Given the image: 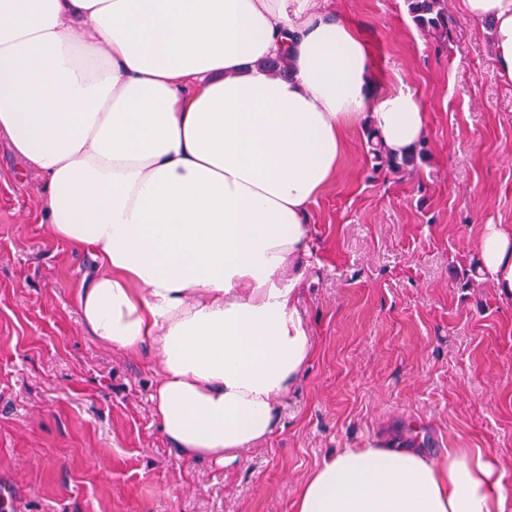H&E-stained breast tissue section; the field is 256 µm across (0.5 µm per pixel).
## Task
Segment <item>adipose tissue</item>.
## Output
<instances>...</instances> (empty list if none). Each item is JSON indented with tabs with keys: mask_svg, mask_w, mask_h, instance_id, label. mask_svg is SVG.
<instances>
[{
	"mask_svg": "<svg viewBox=\"0 0 512 512\" xmlns=\"http://www.w3.org/2000/svg\"><path fill=\"white\" fill-rule=\"evenodd\" d=\"M460 6L512 82V0ZM282 54L279 76L264 63ZM360 126L400 155L427 114L323 0H0V135L43 179L55 236L97 262L82 327L152 353L153 413L185 462H238L302 377L295 267ZM476 248L512 297V227ZM507 484L488 448H344L296 512H512Z\"/></svg>",
	"mask_w": 512,
	"mask_h": 512,
	"instance_id": "ef3b65f1",
	"label": "adipose tissue"
}]
</instances>
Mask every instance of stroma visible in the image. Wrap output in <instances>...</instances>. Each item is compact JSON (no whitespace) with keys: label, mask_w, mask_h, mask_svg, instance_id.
I'll use <instances>...</instances> for the list:
<instances>
[{"label":"stroma","mask_w":512,"mask_h":512,"mask_svg":"<svg viewBox=\"0 0 512 512\" xmlns=\"http://www.w3.org/2000/svg\"><path fill=\"white\" fill-rule=\"evenodd\" d=\"M435 51L404 0H326L429 114L412 175H373L365 129L311 206L298 307L315 338L272 435L221 468L187 463L159 431L151 359L81 328L87 252L44 221L41 177L0 136V512H295L340 448L395 438L435 456L494 449L512 478V298L480 271L486 224L512 226V85L488 24L447 0Z\"/></svg>","instance_id":"obj_1"}]
</instances>
